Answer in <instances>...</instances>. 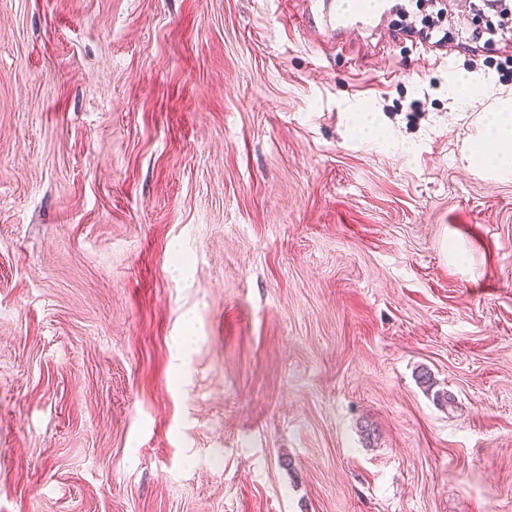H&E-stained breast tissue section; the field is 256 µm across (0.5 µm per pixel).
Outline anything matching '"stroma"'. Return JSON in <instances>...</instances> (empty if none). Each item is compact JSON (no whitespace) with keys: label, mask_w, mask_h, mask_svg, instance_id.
Segmentation results:
<instances>
[{"label":"stroma","mask_w":512,"mask_h":512,"mask_svg":"<svg viewBox=\"0 0 512 512\" xmlns=\"http://www.w3.org/2000/svg\"><path fill=\"white\" fill-rule=\"evenodd\" d=\"M443 2L0 0V512H512V32ZM313 12L308 13L309 30L322 29L325 32L336 31L343 33L348 29H355L359 26L369 27L374 23L385 1L370 0L362 3L363 9L356 8L348 11L346 4L340 0L312 1L321 3ZM311 19V21H309ZM450 92L454 102L464 104L468 100L484 95L486 87L479 81H474L470 76L463 77L462 75L460 82L453 86ZM486 135L484 141L492 143L485 150L482 143L471 149L473 164L493 169H509L512 166V113L510 109L488 112L484 116Z\"/></svg>","instance_id":"35a3bbf8"}]
</instances>
